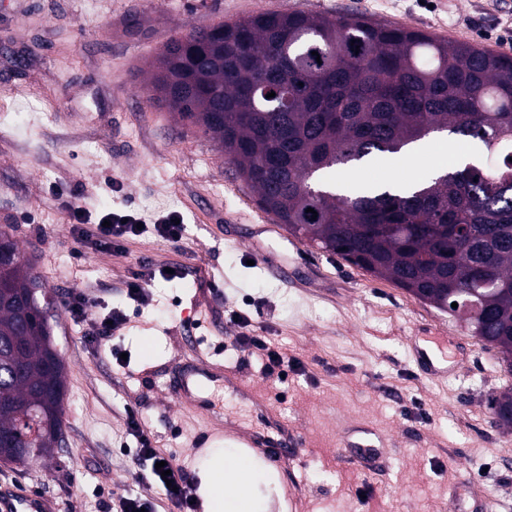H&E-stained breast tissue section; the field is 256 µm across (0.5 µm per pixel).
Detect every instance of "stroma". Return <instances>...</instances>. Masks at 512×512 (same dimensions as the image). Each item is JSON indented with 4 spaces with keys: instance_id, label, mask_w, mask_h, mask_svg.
<instances>
[{
    "instance_id": "1",
    "label": "stroma",
    "mask_w": 512,
    "mask_h": 512,
    "mask_svg": "<svg viewBox=\"0 0 512 512\" xmlns=\"http://www.w3.org/2000/svg\"><path fill=\"white\" fill-rule=\"evenodd\" d=\"M259 12L358 13L512 57L499 43L512 0H0V231L64 301L82 293L124 310L121 289L140 261L184 270L156 278L141 315L113 336L129 363L124 375L60 311L61 446L45 465L0 463V482L52 499L57 512H102L104 493L139 490L124 435L132 413L200 481L191 444L208 427L223 441V426L179 405L166 385L188 350L240 367L246 352L213 349L236 336L229 317L240 310L296 360L281 382L245 370L303 441L300 460L277 469L285 512H481L486 495L495 512H512V431L487 406L512 388L497 350L448 312L285 226L261 230L254 189L218 145L150 101L140 71L170 37ZM76 192L95 217L129 211L150 225L179 213L185 235L170 243L147 233L122 256L81 250L65 208ZM267 254L297 278L274 277L260 261ZM209 280L220 298L204 289ZM416 345L454 373L429 375ZM365 429L383 437L388 455L367 476L339 446Z\"/></svg>"
}]
</instances>
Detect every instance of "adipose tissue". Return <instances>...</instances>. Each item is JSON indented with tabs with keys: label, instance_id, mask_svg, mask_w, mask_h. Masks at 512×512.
<instances>
[{
	"label": "adipose tissue",
	"instance_id": "obj_1",
	"mask_svg": "<svg viewBox=\"0 0 512 512\" xmlns=\"http://www.w3.org/2000/svg\"><path fill=\"white\" fill-rule=\"evenodd\" d=\"M447 136L440 135L416 144L407 157L413 166L411 183L429 180L436 173L457 169L474 160L478 148L465 144L462 149L447 147ZM433 152L427 165H419L420 156ZM276 473L258 467L255 455L239 448L208 449L202 462L199 494L204 512H267L269 493L278 491Z\"/></svg>",
	"mask_w": 512,
	"mask_h": 512
}]
</instances>
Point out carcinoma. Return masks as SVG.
Listing matches in <instances>:
<instances>
[{"label":"carcinoma","instance_id":"cac0c4a2","mask_svg":"<svg viewBox=\"0 0 512 512\" xmlns=\"http://www.w3.org/2000/svg\"><path fill=\"white\" fill-rule=\"evenodd\" d=\"M147 84L276 223L452 312L512 371V58L361 15L264 12L170 38ZM441 132L477 143L478 163L408 192L341 195L323 180ZM57 313L1 231V462L37 464L60 445ZM491 409L512 428L511 391Z\"/></svg>","mask_w":512,"mask_h":512}]
</instances>
